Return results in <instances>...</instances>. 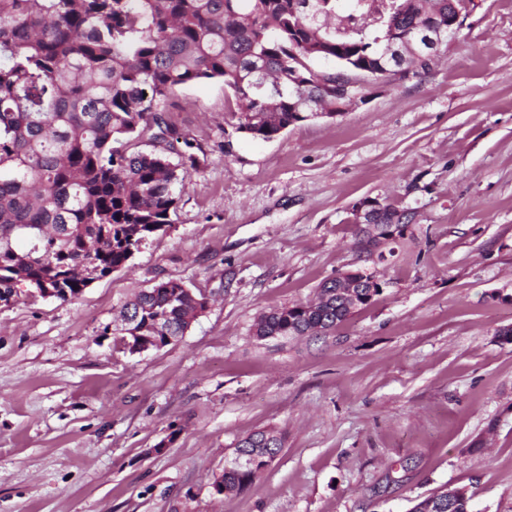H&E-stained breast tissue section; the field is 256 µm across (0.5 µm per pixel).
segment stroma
Returning a JSON list of instances; mask_svg holds the SVG:
<instances>
[{"instance_id": "stroma-1", "label": "stroma", "mask_w": 512, "mask_h": 512, "mask_svg": "<svg viewBox=\"0 0 512 512\" xmlns=\"http://www.w3.org/2000/svg\"><path fill=\"white\" fill-rule=\"evenodd\" d=\"M343 115L255 140L222 81L164 118L198 160L165 231L76 299L0 304V512H410L448 486L512 512V0H483L421 77L368 81ZM366 198L407 210L360 251ZM366 269L336 331L255 319ZM178 280L209 299L132 354L113 321ZM284 445L243 491L212 483L247 434Z\"/></svg>"}]
</instances>
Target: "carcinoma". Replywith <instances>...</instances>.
Here are the masks:
<instances>
[{"label":"carcinoma","mask_w":512,"mask_h":512,"mask_svg":"<svg viewBox=\"0 0 512 512\" xmlns=\"http://www.w3.org/2000/svg\"><path fill=\"white\" fill-rule=\"evenodd\" d=\"M448 30V0H0V292L32 280L59 299L80 295V273L124 267L170 223L192 153L130 151L165 140L162 112L183 86L221 80L242 102L240 129L277 137L306 102H324L339 59L381 70L378 39L422 26ZM311 67L301 89L288 71ZM26 248L16 246L17 239ZM207 298L177 280L136 293L119 341L159 349L185 335ZM351 316L331 289L314 304L260 315L258 339L326 333ZM266 468L229 462L214 489L238 493ZM471 495H444L437 512H470Z\"/></svg>","instance_id":"cac0c4a2"}]
</instances>
